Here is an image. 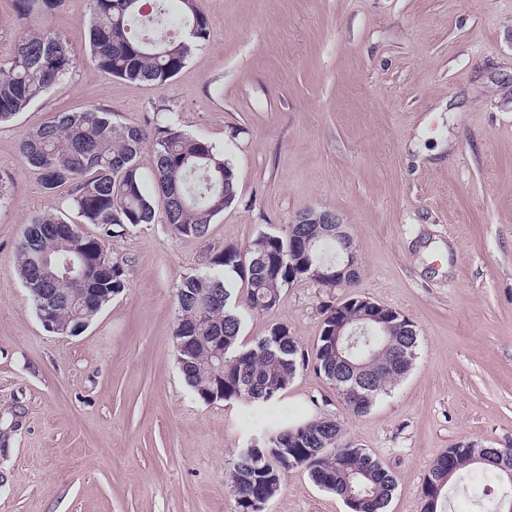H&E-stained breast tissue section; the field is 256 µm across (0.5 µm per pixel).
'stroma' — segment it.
I'll return each mask as SVG.
<instances>
[{
    "mask_svg": "<svg viewBox=\"0 0 512 512\" xmlns=\"http://www.w3.org/2000/svg\"><path fill=\"white\" fill-rule=\"evenodd\" d=\"M199 4L208 40L148 86L97 70L91 0H65L52 22L76 74L0 126V512H237L228 462L268 425L311 414L393 473L386 512H424L422 486L449 448H512V0ZM92 104L140 126L176 112L223 149L238 194L205 237L158 222L110 238L125 290L59 336L16 264L26 226L66 209L67 193L45 192L19 144ZM306 208L338 216L358 280L293 283L273 310L245 312L241 342L283 325L313 357L322 305L358 296L417 325L412 369L363 416L310 365L248 412L200 400L177 365V286ZM264 512L348 509L297 468Z\"/></svg>",
    "mask_w": 512,
    "mask_h": 512,
    "instance_id": "1",
    "label": "stroma"
}]
</instances>
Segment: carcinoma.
<instances>
[{"label":"carcinoma","instance_id":"cac0c4a2","mask_svg":"<svg viewBox=\"0 0 512 512\" xmlns=\"http://www.w3.org/2000/svg\"><path fill=\"white\" fill-rule=\"evenodd\" d=\"M14 13L30 30L15 42L11 57L0 61V124L13 120L52 88L70 79L78 61L64 36L48 24L64 0H10ZM209 37L208 21L198 0H92L88 43L101 72L131 82L164 84L187 64ZM150 150L152 178L164 203V223L181 237L206 236L213 219L237 197L228 160L204 137L182 131L173 116L154 123L153 131L130 125L96 105L80 112H60L28 130L20 142L22 159L54 193L69 188L71 208L84 224L103 235L82 233L53 211L27 225L19 245L17 272L33 307L46 288L56 299V334L74 335L77 308L97 316L126 287L124 267L112 261L106 245L141 224L155 221V199L146 190L139 157ZM343 249L323 224H290L283 233L261 231L245 250L226 247L205 268L185 277L176 288L178 315L173 335L186 328L196 336L186 361L178 363L185 383L208 403L222 400L243 408L275 401L306 358L296 337L282 325L245 347L238 338L243 316L233 296L236 281L247 283L246 309L271 311L303 268L336 272ZM366 305L353 299L326 305L315 353L317 373L345 386L347 369L336 348L349 347V360L376 347L365 368L363 402L337 391L355 415H364L403 378L416 358V325L404 316L389 319L382 330L364 319ZM354 335L336 338V321ZM480 463L471 443L448 449L432 464L423 486L425 512H437L448 481L465 475L472 494L498 501L512 498V480L499 484L500 463L512 460L511 448H497ZM482 464L476 469L474 465ZM304 467L320 487L335 493L349 512H384L396 488L393 474L361 448L341 443L340 429L329 418L293 426L275 424L251 439L229 463L227 480L238 512H250L252 500H270L283 476Z\"/></svg>","mask_w":512,"mask_h":512}]
</instances>
